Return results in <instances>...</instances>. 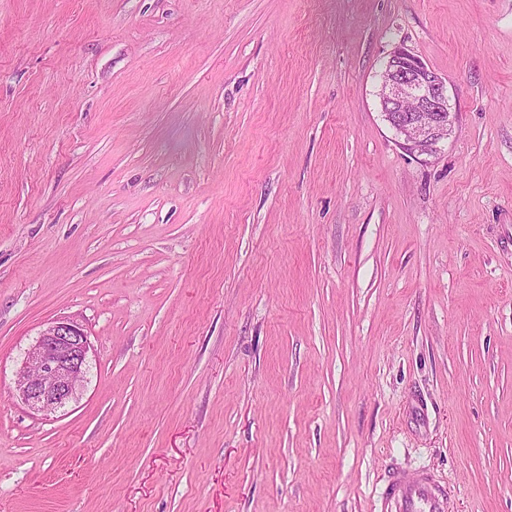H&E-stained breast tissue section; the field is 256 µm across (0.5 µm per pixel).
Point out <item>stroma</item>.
<instances>
[{
  "mask_svg": "<svg viewBox=\"0 0 512 512\" xmlns=\"http://www.w3.org/2000/svg\"><path fill=\"white\" fill-rule=\"evenodd\" d=\"M391 469L512 512V0H0V512H374ZM385 71L379 93L385 120L410 152H435L454 127L446 79L404 48L393 52ZM91 347L81 326L51 321L27 350L16 373L15 391L37 412H56L76 398L89 366Z\"/></svg>",
  "mask_w": 512,
  "mask_h": 512,
  "instance_id": "stroma-1",
  "label": "stroma"
}]
</instances>
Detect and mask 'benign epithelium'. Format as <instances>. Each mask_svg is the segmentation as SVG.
<instances>
[{"label": "benign epithelium", "instance_id": "7a95c632", "mask_svg": "<svg viewBox=\"0 0 512 512\" xmlns=\"http://www.w3.org/2000/svg\"><path fill=\"white\" fill-rule=\"evenodd\" d=\"M385 71L380 90L385 120L407 150L435 152L454 127L446 79L404 48L393 52ZM90 350L78 323L66 318L49 322L16 373L15 391L21 401L37 412L65 408L83 386Z\"/></svg>", "mask_w": 512, "mask_h": 512}]
</instances>
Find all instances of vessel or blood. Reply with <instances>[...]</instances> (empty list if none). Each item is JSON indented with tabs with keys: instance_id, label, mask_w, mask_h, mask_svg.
Segmentation results:
<instances>
[{
	"instance_id": "vessel-or-blood-1",
	"label": "vessel or blood",
	"mask_w": 512,
	"mask_h": 512,
	"mask_svg": "<svg viewBox=\"0 0 512 512\" xmlns=\"http://www.w3.org/2000/svg\"><path fill=\"white\" fill-rule=\"evenodd\" d=\"M380 512H447V482L429 473L393 471L380 493Z\"/></svg>"
}]
</instances>
